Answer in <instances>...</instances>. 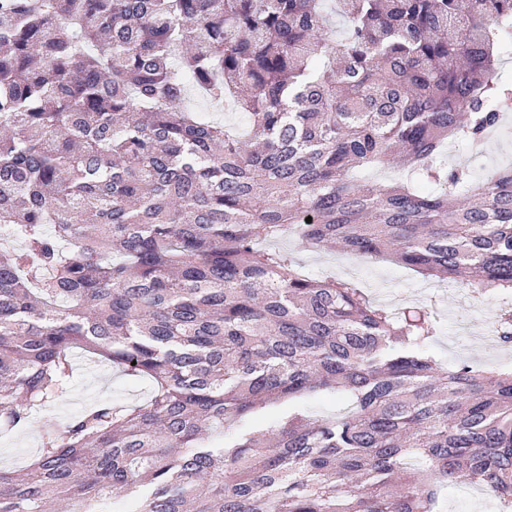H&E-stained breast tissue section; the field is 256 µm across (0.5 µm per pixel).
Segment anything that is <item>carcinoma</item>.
<instances>
[{"label":"carcinoma","mask_w":512,"mask_h":512,"mask_svg":"<svg viewBox=\"0 0 512 512\" xmlns=\"http://www.w3.org/2000/svg\"><path fill=\"white\" fill-rule=\"evenodd\" d=\"M510 26L512 0H0V430L65 397L76 348L154 382L0 467V512H440L461 477L512 512V371L444 368L428 310L264 246L511 296L512 165L446 159L512 109ZM228 105L248 136L201 115ZM320 392L352 412L310 418Z\"/></svg>","instance_id":"obj_1"}]
</instances>
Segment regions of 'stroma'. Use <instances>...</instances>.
I'll return each instance as SVG.
<instances>
[{"label":"stroma","mask_w":512,"mask_h":512,"mask_svg":"<svg viewBox=\"0 0 512 512\" xmlns=\"http://www.w3.org/2000/svg\"><path fill=\"white\" fill-rule=\"evenodd\" d=\"M448 162L470 168L479 180L512 164V117L504 121L497 136L486 138L480 149L449 150ZM275 246L316 277L353 281L377 305L392 312L418 306L431 309L437 333L426 349L445 368L468 363L488 370L512 369V347L503 346L488 334L499 309L498 298L475 296L458 280L426 279L383 256L314 249L295 234L280 238ZM72 364L73 374L64 399L39 410L33 427L0 432V466L27 465L36 456L45 431L62 426L86 407L102 400L133 403L147 389L146 384L128 382L111 367L93 363L81 350L73 351ZM440 508L441 512H499L492 492L463 483L443 490Z\"/></svg>","instance_id":"1"}]
</instances>
